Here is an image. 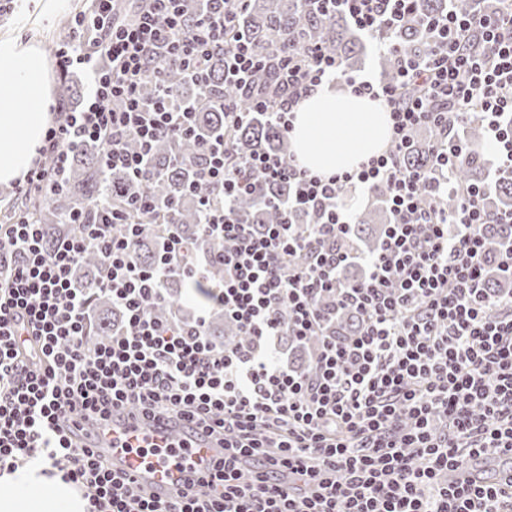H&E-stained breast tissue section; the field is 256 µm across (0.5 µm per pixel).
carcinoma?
<instances>
[{
	"label": "carcinoma",
	"mask_w": 512,
	"mask_h": 512,
	"mask_svg": "<svg viewBox=\"0 0 512 512\" xmlns=\"http://www.w3.org/2000/svg\"><path fill=\"white\" fill-rule=\"evenodd\" d=\"M496 0H414L412 18L392 32H383L379 41L396 43L397 50L379 57V77L384 81L394 79L400 57L423 59L431 50L433 38L418 23L419 18L450 11L491 13L498 10ZM237 32L243 40L253 44L264 56L278 55L290 49L308 51L315 46L336 56L345 69L357 66L367 55V47L358 32L352 28L341 12L325 16L312 9L310 0H247L244 9L238 12ZM209 76L200 83L188 80L177 68L166 70L164 82L175 99L189 100L196 104L194 124L196 133L212 140L224 138V100L234 99L239 106H250V93L224 83V52L216 51L208 65ZM235 149L230 160L236 164L259 154L288 157V141L265 117L257 116L250 123L232 131ZM436 132L423 127L413 134L411 142L400 153L401 165L405 168L424 167L432 159V145ZM101 147L88 144L79 147L72 162V176L67 192L48 202L24 199L17 204L19 210L31 211L35 218L46 225L49 238L73 231L65 218L75 209L83 208L86 215L96 216V206L107 198L112 203L126 201L130 197L149 195L155 199L157 217L151 223L135 249V258L143 266H151L163 253V240L168 231L174 230L191 247V259L205 263L207 279L215 284L223 280L224 268L217 264V255L224 251L221 240L205 235L199 228V198L213 194L206 184L191 183L183 160L191 161L193 167L204 164V157L195 148L181 139L166 138L153 150L156 169L153 175L141 181H131L120 172L105 170L100 162ZM487 168L486 151H472L462 160L458 168L460 183L478 184L484 181ZM374 202L355 215L348 248L372 253L381 244L389 218L386 213V187L378 185L372 189ZM292 194L288 181L274 185H261L255 195H245L236 202V214L243 224H279L282 219L296 225L304 234L313 223L312 216L301 209H288ZM177 205L172 217H167L170 203ZM491 212L512 208V181L502 180L495 184L488 199ZM485 250L489 261L496 260L502 248L512 243V224L491 223L485 226ZM100 259L96 251H89L76 269V279L83 288L93 294L90 329L87 341L94 345L112 335L123 325L120 309L112 306V300L98 287ZM486 287L493 294L512 289V280L498 275L490 268ZM192 288L204 296L203 286L190 281L186 276L175 274L164 283L165 301L151 303L149 311L160 317L178 321L191 320V312L182 301L183 290ZM358 320L350 313L336 320V332L349 336L357 332ZM210 338L217 344L232 345L242 340L234 326L224 322V315L215 314L208 326Z\"/></svg>",
	"instance_id": "carcinoma-1"
}]
</instances>
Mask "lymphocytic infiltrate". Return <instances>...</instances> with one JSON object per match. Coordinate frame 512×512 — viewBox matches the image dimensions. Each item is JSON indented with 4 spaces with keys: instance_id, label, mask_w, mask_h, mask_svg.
Here are the masks:
<instances>
[{
    "instance_id": "1",
    "label": "lymphocytic infiltrate",
    "mask_w": 512,
    "mask_h": 512,
    "mask_svg": "<svg viewBox=\"0 0 512 512\" xmlns=\"http://www.w3.org/2000/svg\"><path fill=\"white\" fill-rule=\"evenodd\" d=\"M91 2L54 52L58 77L89 74L86 104L78 112L50 104L56 118L16 185L19 195L61 194L75 150L88 143L102 145L106 169L139 180L151 168L154 142L196 141L190 107L176 106L164 88L145 101L142 87L170 66L203 79L218 48L230 84L248 86L263 68L276 74L252 111L225 102L227 129L257 113L289 133L303 95L341 82L387 107L391 145L357 170L328 178L277 156L246 161L267 182L294 185V206L317 217L302 235L291 224L237 223L235 202L251 186L226 165L232 143L196 141L206 158L198 179L223 197L199 203L202 231L224 240V279L210 288L209 301L248 336L244 346L212 343L205 317L186 325L148 311L168 277L205 276L183 265L187 244L175 233L154 266L135 261L143 221L156 209L152 198L103 207L94 223L73 211L78 233L51 246L27 214L1 223L0 470L45 458L83 490L88 512H512V486L439 479L486 459L512 471V292L488 293L484 242L486 224H511L512 210L489 216L485 189L475 184L458 187L453 212L421 204L422 195L454 183L468 151L458 130L473 118L497 145L498 179L512 180V0L492 14L428 18L431 53L403 64L393 83L347 75L320 49L270 59L230 38L243 0L204 9L191 23L183 0H139L132 19L118 12L117 0ZM315 2L372 37L412 14V0ZM469 40L479 46L468 53L462 45ZM410 87L417 95H407ZM421 124L437 133L433 159L402 167L399 153ZM131 138L138 150L128 147ZM380 184L392 222L353 282L345 275L351 255L339 246L351 227L340 195ZM323 241L330 249H320ZM92 249L100 257L99 284L126 319L125 330L96 346L86 341L91 294L73 281ZM302 254L307 262H299ZM326 295L334 309L358 316L355 334L327 333L334 310L322 307ZM285 332L321 337L309 372L280 364L272 341ZM125 409L147 421L176 416L194 434L219 436L224 450L199 476L212 494L138 497L132 479L71 442L69 430L84 420L108 424Z\"/></svg>"
}]
</instances>
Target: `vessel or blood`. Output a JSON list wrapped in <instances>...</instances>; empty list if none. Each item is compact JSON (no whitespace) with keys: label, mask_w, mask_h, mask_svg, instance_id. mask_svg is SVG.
Instances as JSON below:
<instances>
[{"label":"vessel or blood","mask_w":512,"mask_h":512,"mask_svg":"<svg viewBox=\"0 0 512 512\" xmlns=\"http://www.w3.org/2000/svg\"><path fill=\"white\" fill-rule=\"evenodd\" d=\"M74 440L96 447L113 470L131 475L137 494L161 500L172 499L191 487L194 467L222 447L220 441L209 437L191 438L178 418L146 422L126 411L114 414L107 426L82 424Z\"/></svg>","instance_id":"obj_1"}]
</instances>
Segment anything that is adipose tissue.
<instances>
[{
  "label": "adipose tissue",
  "instance_id": "adipose-tissue-1",
  "mask_svg": "<svg viewBox=\"0 0 512 512\" xmlns=\"http://www.w3.org/2000/svg\"><path fill=\"white\" fill-rule=\"evenodd\" d=\"M48 63L34 42L0 34V184L21 180L51 116ZM391 137L389 112L367 96L322 85L292 111L289 134L299 167L330 176L382 154ZM36 461L0 475V512H86L80 491L44 473Z\"/></svg>",
  "mask_w": 512,
  "mask_h": 512
}]
</instances>
